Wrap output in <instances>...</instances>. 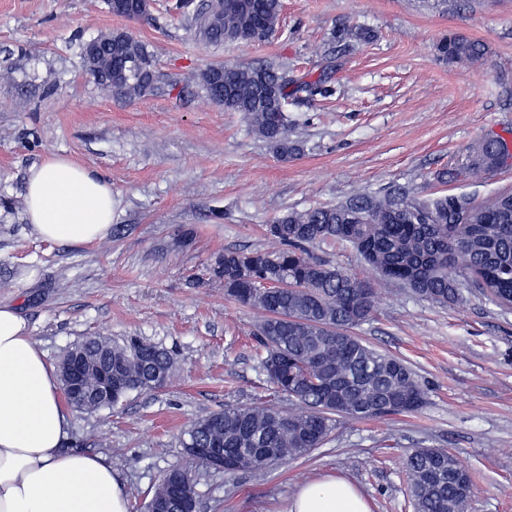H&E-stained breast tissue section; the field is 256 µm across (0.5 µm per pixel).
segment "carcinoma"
Masks as SVG:
<instances>
[{"instance_id": "cac0c4a2", "label": "carcinoma", "mask_w": 512, "mask_h": 512, "mask_svg": "<svg viewBox=\"0 0 512 512\" xmlns=\"http://www.w3.org/2000/svg\"><path fill=\"white\" fill-rule=\"evenodd\" d=\"M147 0H124L117 14L140 19ZM177 9L195 34L212 45L262 43L278 31L281 0H219L192 11L184 0ZM91 75L104 90L129 98L158 88L153 54L128 32L96 38ZM452 65L485 56L478 40L450 33L436 45ZM203 88L226 112L243 114L250 129L286 161L300 151L291 137L288 99H313L329 93L326 78H290L274 65L214 64L201 72ZM512 166L508 138L495 135L472 145L465 162L434 173L440 183L464 180ZM275 247L245 252L224 250L214 275L224 293L259 310L257 351L266 381L288 396L299 411L274 404L226 406L191 422L183 442L217 443L224 457L269 450L268 464L296 460L320 447L334 430L333 416L364 421L413 413L425 391L401 358L364 343L352 329L373 315L378 301L371 283L315 257L311 248L325 242L349 243L381 275L437 304L461 297L458 278L468 273L512 310V190L481 200L468 194L417 198L405 188L357 193L335 205L289 211L267 227ZM93 366L125 365L124 380L140 382L157 371L170 377L176 358L137 337L116 341L89 336L78 343ZM405 474L413 512H465L472 480L458 457L445 448H412ZM197 484L195 470L176 465L162 477L144 509L168 495L174 476Z\"/></svg>"}]
</instances>
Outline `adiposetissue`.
<instances>
[{
    "instance_id": "obj_1",
    "label": "adipose tissue",
    "mask_w": 512,
    "mask_h": 512,
    "mask_svg": "<svg viewBox=\"0 0 512 512\" xmlns=\"http://www.w3.org/2000/svg\"><path fill=\"white\" fill-rule=\"evenodd\" d=\"M29 224L44 240L88 244L112 226V186L91 168L52 156L30 169ZM69 414L57 375L26 321L0 304V512H129L103 455L63 449ZM291 512H369L348 483L326 477L300 488Z\"/></svg>"
}]
</instances>
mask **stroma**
<instances>
[{"label": "stroma", "mask_w": 512, "mask_h": 512, "mask_svg": "<svg viewBox=\"0 0 512 512\" xmlns=\"http://www.w3.org/2000/svg\"><path fill=\"white\" fill-rule=\"evenodd\" d=\"M153 0L129 20L106 0H0V303L15 304L51 365L92 334L129 336L176 355L166 386L132 392L114 409L72 413V449L112 463L129 499L145 498L186 462L187 424L225 406L274 400L253 339L260 313L213 278L227 249L272 248V220L358 192L405 186L415 196L484 197L512 186V167L441 184L481 137L512 130V0H282L281 28L263 43L214 46ZM366 29L342 52L333 33ZM124 30L154 54L161 83L138 99L101 92L84 45ZM478 39L486 57L448 65V33ZM326 76L330 96L290 101L301 153L281 161L241 113L205 94L211 64ZM52 155L112 185L108 236L92 244L41 239L24 215L30 167ZM314 254L368 280L378 307L356 334L403 358L426 392L421 409L383 419L337 418L305 457L233 476L199 467L197 512H289L305 483L351 484L370 512H413L403 457L418 446L453 451L472 477L468 512H512V312L463 291L440 305L372 270L348 244Z\"/></svg>", "instance_id": "35a3bbf8"}]
</instances>
